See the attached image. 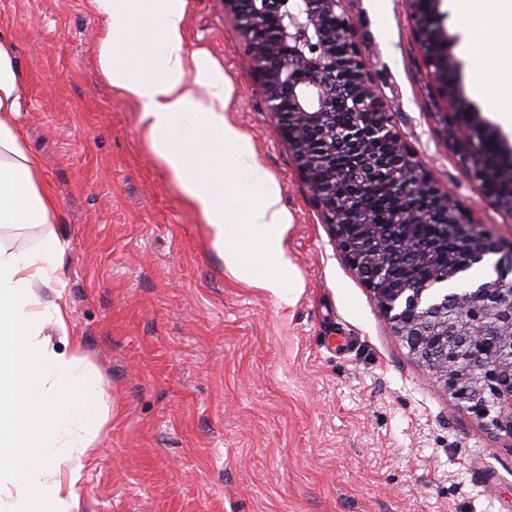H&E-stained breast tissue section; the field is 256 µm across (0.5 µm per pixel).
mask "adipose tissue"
Wrapping results in <instances>:
<instances>
[{"label": "adipose tissue", "mask_w": 512, "mask_h": 512, "mask_svg": "<svg viewBox=\"0 0 512 512\" xmlns=\"http://www.w3.org/2000/svg\"><path fill=\"white\" fill-rule=\"evenodd\" d=\"M104 33L102 77L138 107L151 149L206 227L234 276L291 302L299 281L285 248L291 218L277 183L228 116L223 69L188 51L186 0H89ZM470 29L477 72L504 121L512 122V0H451ZM22 84L0 35V228H41L34 247L0 237V512H80L83 462L109 414L97 372L69 335L56 287L65 244L51 230L60 201L16 124Z\"/></svg>", "instance_id": "1"}]
</instances>
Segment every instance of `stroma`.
<instances>
[{
  "label": "stroma",
  "instance_id": "1",
  "mask_svg": "<svg viewBox=\"0 0 512 512\" xmlns=\"http://www.w3.org/2000/svg\"><path fill=\"white\" fill-rule=\"evenodd\" d=\"M395 128L473 222L512 242L449 150L448 105L406 0H345ZM466 98L498 137L439 0ZM89 0H0L22 82L18 125L60 199L58 288L111 420L85 462L81 512H512V436L463 411L386 326L300 179L238 21L187 0V45L231 80V120L291 217L292 303L246 284L151 150L138 107L102 79Z\"/></svg>",
  "mask_w": 512,
  "mask_h": 512
}]
</instances>
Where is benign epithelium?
I'll return each mask as SVG.
<instances>
[{"mask_svg": "<svg viewBox=\"0 0 512 512\" xmlns=\"http://www.w3.org/2000/svg\"><path fill=\"white\" fill-rule=\"evenodd\" d=\"M344 2L219 0L240 23L301 179L392 332L461 408L512 436V248L468 222L457 192L437 188L396 133ZM437 2L407 0L427 66L448 102V147L484 195L512 214V195L493 190L512 176V146L455 81L460 63L449 51ZM487 142L496 144L491 169L481 157ZM495 254L502 255L496 279L475 288L458 279ZM397 255L431 274L390 284L389 261Z\"/></svg>", "mask_w": 512, "mask_h": 512, "instance_id": "benign-epithelium-1", "label": "benign epithelium"}]
</instances>
